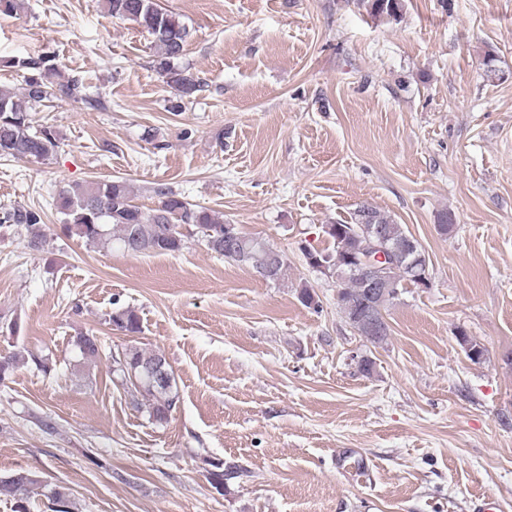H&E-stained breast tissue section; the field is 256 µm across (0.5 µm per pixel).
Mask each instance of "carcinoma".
I'll list each match as a JSON object with an SVG mask.
<instances>
[{
	"label": "carcinoma",
	"instance_id": "carcinoma-1",
	"mask_svg": "<svg viewBox=\"0 0 512 512\" xmlns=\"http://www.w3.org/2000/svg\"><path fill=\"white\" fill-rule=\"evenodd\" d=\"M113 18L136 23L154 38L156 56L153 67L176 91L177 100L171 106L175 111L182 104L196 98L203 91V84L190 68L179 65L185 45L189 39L188 28L179 17L160 8L155 0H97ZM372 15L394 17L402 8L401 0H366ZM10 66L26 71L22 91L0 88V157L14 159L46 160L59 148L60 141L55 132L47 127L35 125L34 111L54 94L67 98L92 102L86 93L85 83L77 76L60 79L58 66L51 56L37 60L18 59ZM157 205L147 211L132 203V190L124 180H106L88 186L75 185L59 191L56 208L63 215V229L77 235L93 245H109L117 242L123 251L132 255L174 254L185 245L181 228L193 226L200 233L208 250L226 261L251 267L262 278L279 282L287 275V263L281 261L271 274H266L271 258L280 254L276 248L260 237L241 233L232 251L224 249V218L207 207L194 205L169 187L158 186L154 190ZM367 224L381 227L386 243L393 251L410 245L414 251L410 256L418 258L423 266L429 259L420 243L408 228L397 223L391 216L371 205L358 206L351 220L329 225L325 234L332 239L333 247L318 250L308 246L302 248L307 265L315 270L323 266L341 280L337 305L345 321L352 327L378 323V329L366 337L373 346L387 343L390 328L381 324L393 301L398 298L400 288L406 284L417 285L415 273L406 261L394 260L383 271L380 283L370 288L363 277L351 272L356 260L371 249V239L360 228ZM18 228L27 233V246L40 250L47 234L42 213L33 208H5L0 211V228ZM299 300L307 308H320V298L306 283L301 282ZM109 323L128 334L141 332V320L136 310L119 306L109 315ZM467 358L480 363L486 349L472 340L466 332L459 334ZM74 345L84 358H99L102 342L99 336L85 333L76 338ZM161 356L156 350H148L127 344L111 355L113 371L130 385L134 393L133 404L144 408L149 419L158 425L168 423L180 403V394L174 371H169L171 384H156L153 372L155 360ZM33 364L46 373L50 370L47 360L25 347H15L0 354V383L17 369ZM246 476V471L224 463L212 464L209 482L226 484L231 479ZM40 484L36 479L21 476L16 471L0 476V498L14 502V512H30L33 487ZM47 498L52 512H78V507L68 489L56 485L49 489Z\"/></svg>",
	"mask_w": 512,
	"mask_h": 512
}]
</instances>
